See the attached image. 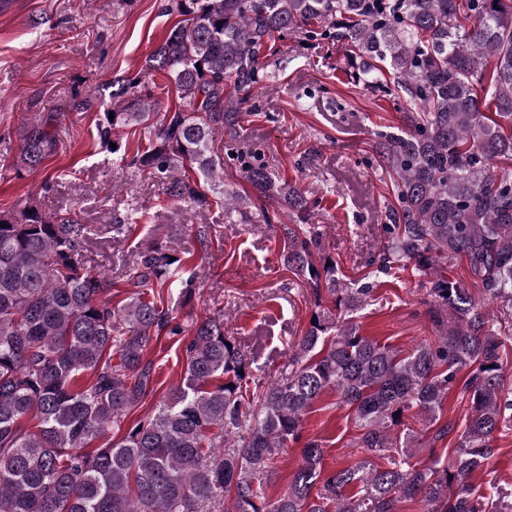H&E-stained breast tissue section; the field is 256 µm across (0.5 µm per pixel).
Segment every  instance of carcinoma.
<instances>
[{
    "instance_id": "1",
    "label": "carcinoma",
    "mask_w": 512,
    "mask_h": 512,
    "mask_svg": "<svg viewBox=\"0 0 512 512\" xmlns=\"http://www.w3.org/2000/svg\"><path fill=\"white\" fill-rule=\"evenodd\" d=\"M183 19L153 54L174 83L178 105L159 114L138 84L121 85L99 122L101 143L123 127L148 141L121 161L148 170L169 197L208 203L203 183L224 179V159L261 201L295 223L280 261L309 289L314 310L288 370L260 373L254 352L224 332L218 314L196 324L183 349L180 381L152 414L102 448H87L153 391L155 337L182 327L153 298H183L197 285L191 253L151 242L125 274L128 295L103 298L112 275L87 273L91 227L31 200L0 214V512H485L471 476L512 429V377L502 353L512 339V0H176ZM328 40L343 49L347 78L392 95L403 126L379 134V167L395 202L385 211L386 244L368 276L409 270L428 278L432 335L407 352L361 333L354 318L375 282L345 283L309 212L239 135V94L276 78L273 37ZM488 86L479 99L478 84ZM49 114L19 133L13 168L34 170L58 149ZM224 215L240 211L228 189ZM467 265L469 283L442 266ZM478 294H473L471 288ZM498 305L497 314L486 309ZM467 370L465 428L444 458L404 419L440 423L448 392ZM89 379L82 380L83 375ZM328 391L353 414L355 465L325 471L315 439L301 450L288 488L265 486L303 437L307 415ZM34 416L28 429L23 419ZM387 460L379 467L372 458ZM361 486L360 497L346 495Z\"/></svg>"
}]
</instances>
